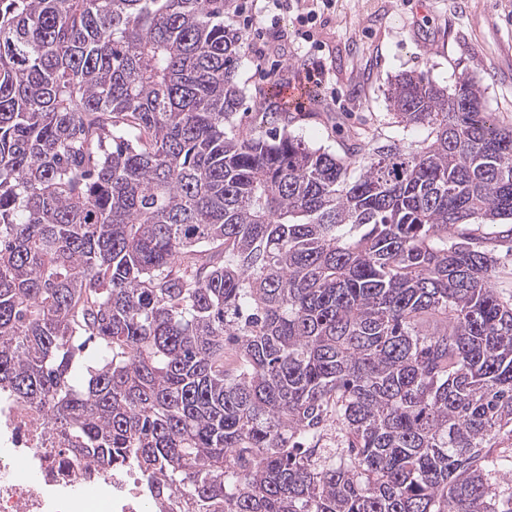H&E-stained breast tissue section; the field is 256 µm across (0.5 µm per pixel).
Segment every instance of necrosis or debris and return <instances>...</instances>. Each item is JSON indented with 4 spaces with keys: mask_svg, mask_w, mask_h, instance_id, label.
I'll use <instances>...</instances> for the list:
<instances>
[{
    "mask_svg": "<svg viewBox=\"0 0 512 512\" xmlns=\"http://www.w3.org/2000/svg\"><path fill=\"white\" fill-rule=\"evenodd\" d=\"M0 512H157L134 467L68 447L46 407L0 394Z\"/></svg>",
    "mask_w": 512,
    "mask_h": 512,
    "instance_id": "necrosis-or-debris-1",
    "label": "necrosis or debris"
}]
</instances>
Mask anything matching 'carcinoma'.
Wrapping results in <instances>:
<instances>
[{
	"label": "carcinoma",
	"mask_w": 512,
	"mask_h": 512,
	"mask_svg": "<svg viewBox=\"0 0 512 512\" xmlns=\"http://www.w3.org/2000/svg\"><path fill=\"white\" fill-rule=\"evenodd\" d=\"M242 55L224 0H0V391L194 512H512V127L405 72L421 143L233 133ZM509 228V226H483L481 230L477 231V234L489 237L492 240H487L486 245L488 248H493L496 244L494 241L495 234L500 230ZM485 233H492L486 235ZM496 256L498 258V264L496 265L493 287L495 291L506 300L512 299V252H507L505 247L495 246ZM346 447L345 432L340 426L335 423L327 426L321 434L318 446V448H322V457H327V460L331 459V461L336 460V464H338L340 458L345 455Z\"/></svg>",
	"instance_id": "1"
}]
</instances>
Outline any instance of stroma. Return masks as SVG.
<instances>
[{
    "instance_id": "obj_1",
    "label": "stroma",
    "mask_w": 512,
    "mask_h": 512,
    "mask_svg": "<svg viewBox=\"0 0 512 512\" xmlns=\"http://www.w3.org/2000/svg\"><path fill=\"white\" fill-rule=\"evenodd\" d=\"M252 46L266 58L259 69L244 55L237 72L243 133H263L264 108L280 105V88L307 85L311 67L319 101L293 110L288 131L313 148L339 155L356 135L426 139V128L395 123L386 98L391 78L410 71L450 90L479 77L487 109L512 126V0H285Z\"/></svg>"
}]
</instances>
